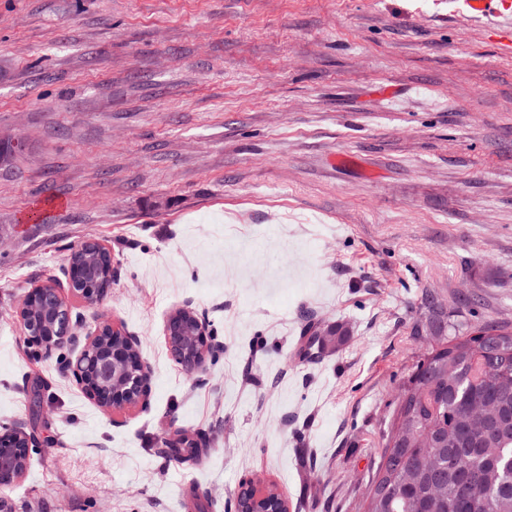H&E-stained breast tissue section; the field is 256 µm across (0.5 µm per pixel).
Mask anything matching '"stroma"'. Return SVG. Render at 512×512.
Wrapping results in <instances>:
<instances>
[{
    "label": "stroma",
    "instance_id": "stroma-1",
    "mask_svg": "<svg viewBox=\"0 0 512 512\" xmlns=\"http://www.w3.org/2000/svg\"><path fill=\"white\" fill-rule=\"evenodd\" d=\"M0 133L27 140L0 170V422L38 441L0 512H234L250 476L363 512L434 340L423 294L512 326V36L444 0H0ZM86 239L114 278L72 315L120 320L151 370L118 422L78 347L37 354L16 315ZM181 306L213 334L193 371ZM310 320L352 336L307 362ZM207 324L189 308L173 310L165 324V337L175 360L186 369L200 367L209 351Z\"/></svg>",
    "mask_w": 512,
    "mask_h": 512
}]
</instances>
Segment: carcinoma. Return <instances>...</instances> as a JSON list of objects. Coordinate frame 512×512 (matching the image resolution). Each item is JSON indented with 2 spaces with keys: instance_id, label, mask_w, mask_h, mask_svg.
<instances>
[{
  "instance_id": "carcinoma-1",
  "label": "carcinoma",
  "mask_w": 512,
  "mask_h": 512,
  "mask_svg": "<svg viewBox=\"0 0 512 512\" xmlns=\"http://www.w3.org/2000/svg\"><path fill=\"white\" fill-rule=\"evenodd\" d=\"M295 351L321 352L313 322ZM490 402L487 425L467 410ZM457 438L434 449L417 447L425 434ZM496 448V458L483 452ZM414 470L419 481L408 485ZM364 512H512V329L474 324L453 330L417 367L385 431L383 450Z\"/></svg>"
}]
</instances>
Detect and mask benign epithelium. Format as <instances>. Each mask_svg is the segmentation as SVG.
Instances as JSON below:
<instances>
[{
	"label": "benign epithelium",
	"instance_id": "benign-epithelium-1",
	"mask_svg": "<svg viewBox=\"0 0 512 512\" xmlns=\"http://www.w3.org/2000/svg\"><path fill=\"white\" fill-rule=\"evenodd\" d=\"M26 147L21 135L5 137L0 134V167L10 165L16 153ZM70 293L90 307L97 306L111 285L99 288L84 280L78 270L68 272ZM41 304L43 313L52 314L57 321L55 334L44 331L42 321L28 317L30 307ZM25 331V339L50 350L63 341L82 343L73 366V375L85 395L98 405L123 416L146 404L150 369L139 358L137 340L129 335L122 322L104 318L94 329L80 337L76 332L71 310L58 288L39 285L24 297L17 311ZM112 337V349L102 354L93 349L101 337ZM165 337L175 360L186 369L200 367L209 351L207 324L197 314L185 307L173 310L165 324ZM21 432L0 434V488H10L22 479L21 461L6 449L14 447ZM236 512H289L287 500L267 481L249 477L240 482L236 499Z\"/></svg>",
	"mask_w": 512,
	"mask_h": 512
}]
</instances>
